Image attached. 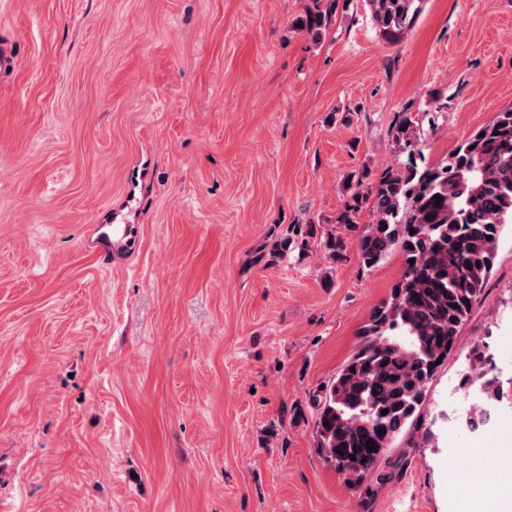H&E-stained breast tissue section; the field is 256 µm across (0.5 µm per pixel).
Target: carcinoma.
Masks as SVG:
<instances>
[{
	"label": "carcinoma",
	"instance_id": "cac0c4a2",
	"mask_svg": "<svg viewBox=\"0 0 512 512\" xmlns=\"http://www.w3.org/2000/svg\"><path fill=\"white\" fill-rule=\"evenodd\" d=\"M421 2L366 0L373 24L387 40L412 27ZM335 14L336 0H309L296 20L302 24L298 31L317 41ZM412 125L406 114L394 126L406 162L368 184L370 172H362L348 184L349 199L335 219L354 233L362 266H377L396 251L403 261L400 280L369 313L358 347L315 397L313 447L352 487L365 480L400 435L421 428V443L433 438L422 423L427 388L440 362L457 349L492 272L501 228L512 221V106L432 167L417 163L421 149L411 138ZM364 208L374 220L361 226L357 218ZM315 237L314 225L291 224L269 256L277 258L291 246L305 250ZM320 248L334 263L346 245L329 231ZM468 358L459 386L467 393L476 387L479 396L463 426L482 435L496 418V404L512 396V376L502 379L484 343L473 345Z\"/></svg>",
	"mask_w": 512,
	"mask_h": 512
}]
</instances>
